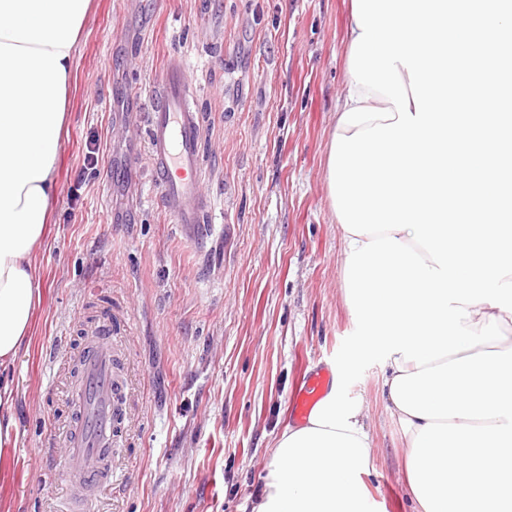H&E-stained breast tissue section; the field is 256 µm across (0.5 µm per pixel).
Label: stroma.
Here are the masks:
<instances>
[{"label": "stroma", "instance_id": "1", "mask_svg": "<svg viewBox=\"0 0 512 512\" xmlns=\"http://www.w3.org/2000/svg\"><path fill=\"white\" fill-rule=\"evenodd\" d=\"M349 2L90 0L36 252L42 302L9 372L16 428L0 449V512H60L74 355L106 306L125 420L112 486L89 512H253L294 422L292 393L323 367L363 406L364 512H416L383 359L347 361L360 330L326 161ZM174 56L202 119L212 220L196 237L172 223L145 155L148 92Z\"/></svg>", "mask_w": 512, "mask_h": 512}]
</instances>
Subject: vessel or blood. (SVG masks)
Returning <instances> with one entry per match:
<instances>
[{
  "label": "vessel or blood",
  "mask_w": 512,
  "mask_h": 512,
  "mask_svg": "<svg viewBox=\"0 0 512 512\" xmlns=\"http://www.w3.org/2000/svg\"><path fill=\"white\" fill-rule=\"evenodd\" d=\"M194 88L179 60H171L150 92L146 145L153 180L172 223L188 233L204 225L210 208L201 187L199 144L201 124L191 107ZM77 362L82 381L72 396V418L66 441L65 483L72 491L66 512H83L84 492L111 483L112 472L102 464L115 435L113 404L118 397L112 381V314L103 312ZM333 375L322 368L311 372L293 397L296 420H305L327 393Z\"/></svg>",
  "instance_id": "b4317fda"
}]
</instances>
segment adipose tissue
I'll return each mask as SVG.
<instances>
[{
    "label": "adipose tissue",
    "instance_id": "ef3b65f1",
    "mask_svg": "<svg viewBox=\"0 0 512 512\" xmlns=\"http://www.w3.org/2000/svg\"><path fill=\"white\" fill-rule=\"evenodd\" d=\"M89 0H0V444L7 378L41 301L68 85ZM347 84L327 159L359 352L406 426L418 512H512V121L479 111L512 58L499 0H350ZM371 461L339 384L287 427L255 512H363Z\"/></svg>",
    "mask_w": 512,
    "mask_h": 512
}]
</instances>
